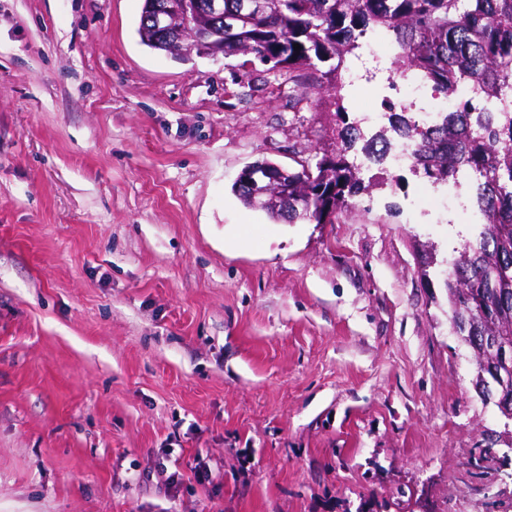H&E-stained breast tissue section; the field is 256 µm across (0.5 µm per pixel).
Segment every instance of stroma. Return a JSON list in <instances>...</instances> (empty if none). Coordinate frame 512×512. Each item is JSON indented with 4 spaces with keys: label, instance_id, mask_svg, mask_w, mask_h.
Instances as JSON below:
<instances>
[{
    "label": "stroma",
    "instance_id": "obj_1",
    "mask_svg": "<svg viewBox=\"0 0 512 512\" xmlns=\"http://www.w3.org/2000/svg\"><path fill=\"white\" fill-rule=\"evenodd\" d=\"M142 5L0 0V512H512L443 288L464 190L393 166L272 223L232 186L335 152L320 72L152 50Z\"/></svg>",
    "mask_w": 512,
    "mask_h": 512
}]
</instances>
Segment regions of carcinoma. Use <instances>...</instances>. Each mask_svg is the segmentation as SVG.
<instances>
[{
	"label": "carcinoma",
	"mask_w": 512,
	"mask_h": 512,
	"mask_svg": "<svg viewBox=\"0 0 512 512\" xmlns=\"http://www.w3.org/2000/svg\"><path fill=\"white\" fill-rule=\"evenodd\" d=\"M155 8L156 0H143L141 42L188 57L191 39L180 47L161 36L152 22ZM369 34L389 45L396 74L448 98L453 111L423 121L394 111L384 98L387 122L377 130L349 121L340 95L344 72ZM207 54L251 55L272 70L288 71L290 79L328 64L322 77L336 95V139L344 149L324 156L314 170L288 171L286 207L273 193L259 204L243 175L232 187L246 207L275 224L330 223L354 197L384 186L365 180L363 164L347 157L351 150L381 165L393 143L406 140L415 146L410 170L431 185L458 186L459 176H467L476 228L449 266L452 320L466 321L461 335L477 352L485 334L478 301L497 288L506 305L490 324L512 336V0H224V35L210 36Z\"/></svg>",
	"instance_id": "carcinoma-1"
}]
</instances>
